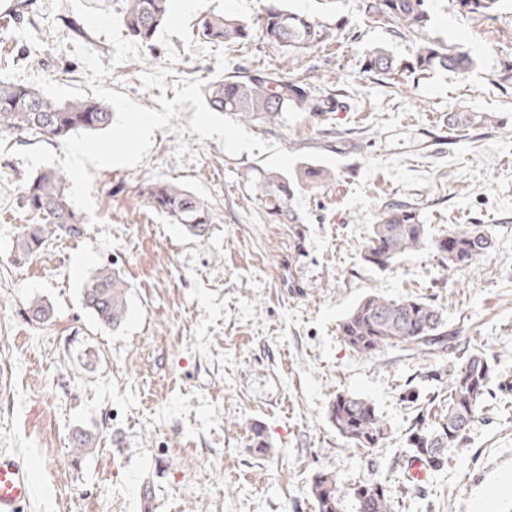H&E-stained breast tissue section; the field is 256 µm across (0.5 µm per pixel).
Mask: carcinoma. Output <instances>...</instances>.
Here are the masks:
<instances>
[{"label":"carcinoma","instance_id":"1","mask_svg":"<svg viewBox=\"0 0 512 512\" xmlns=\"http://www.w3.org/2000/svg\"><path fill=\"white\" fill-rule=\"evenodd\" d=\"M430 0H362L365 16L388 24L398 35H415L431 21ZM502 0H452L461 15L495 16ZM170 0H124L123 24L135 40L152 46L158 29L165 22ZM343 26L332 28L307 14L283 7L280 0L269 4L250 25L229 13H211L199 21L198 35L209 41L237 44L257 34L269 46L308 54L339 37ZM478 66V59L467 49H446L434 42L416 44L410 59L396 60L377 47L364 54L363 68L388 79L419 80L437 72L465 75ZM206 104L242 121L277 124L286 112H305L319 117L341 107L335 95H322L305 84L260 71L238 72L210 83ZM114 113L101 100L75 98L59 102L40 90L0 81V133L27 134L48 141H64L73 133L96 132L112 126ZM448 127L474 129L498 124L492 112H450ZM244 187L257 201L270 222L291 224L295 238L302 239L299 216L293 200L305 193L317 194L336 180V173L323 166L308 164L287 176L264 166H251L241 176ZM69 179L61 171L45 168L26 180L22 203L32 214L31 222L20 232L12 261L24 263L52 238L78 237L85 220L74 210L68 197ZM150 207L173 224L182 225L203 241L211 224L208 206L184 187L154 182L144 188ZM492 244L480 224H455L435 236L424 223L418 208L387 200L379 208L362 248L365 262L387 269L402 256L421 247L432 249L446 272L463 270L480 261ZM128 285L120 271L102 266L82 288L84 307L103 326L117 328L128 314ZM32 319L47 321L53 310L44 301L28 307ZM338 336L352 352L371 356L396 345H412L431 355L457 353L455 368L448 382V403L433 411L430 400H420L411 392L405 401L420 407V415L406 433L412 458L426 470H440L448 463L446 449L467 441L473 423L493 398L494 368L487 355L476 348L459 347L458 334L446 329L443 311L418 298L389 299L370 295L358 302L338 323ZM329 418L336 431L356 448L380 447L389 434L387 422L369 399L351 393H338L329 407ZM316 512H395L394 501L378 481L355 487L341 486L330 472L316 473L310 484Z\"/></svg>","mask_w":512,"mask_h":512}]
</instances>
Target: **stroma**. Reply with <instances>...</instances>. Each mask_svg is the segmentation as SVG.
Instances as JSON below:
<instances>
[{
	"label": "stroma",
	"mask_w": 512,
	"mask_h": 512,
	"mask_svg": "<svg viewBox=\"0 0 512 512\" xmlns=\"http://www.w3.org/2000/svg\"><path fill=\"white\" fill-rule=\"evenodd\" d=\"M14 0H0V79L66 101L91 96L88 72L74 53L68 0H31L9 21ZM316 20L344 22L347 34L306 55L278 51L255 37L234 47L207 43L200 17L218 12L256 20L266 0H171L153 48L113 64L114 48L86 32L83 45L111 72L102 85L159 110L182 80L207 83L237 68L262 69L315 91H345L344 107L321 117L285 113L248 132L290 152L340 159L334 184L295 205L305 223L303 254L289 225L265 219L240 180L264 153H225L217 139L187 132L185 106L132 168L93 177L98 225L49 240L30 261L13 248L29 217L19 187L28 177L12 148L35 138L10 133L0 154V448L39 456L38 494L23 512H315L316 472L345 487L375 478L396 512H512V85L500 63L512 55V0L494 17L457 14L433 0L418 36H399L365 17L361 0H284ZM464 46L481 61L468 76L435 74L395 82L367 73L366 50L408 57L416 41ZM37 55L31 64L29 55ZM170 69L165 88L143 89L140 76ZM493 112L497 126L449 128V112ZM196 159L177 160L179 142ZM183 185L208 205L205 241L170 223L147 203L144 186ZM418 207L434 234L480 224L492 247L461 272L441 270L424 248L387 269L366 264L362 244L384 201ZM110 264L128 283V314L116 330L99 325L81 289ZM414 296L444 312L450 329L494 364L490 410L467 442L448 449L444 469L411 481L405 431L413 388L448 395L454 356L388 347L361 357L337 325L364 297ZM53 308L49 321L27 313L31 300ZM370 399L390 425L382 447H352L329 420L337 393ZM269 443L251 446L253 427ZM95 440L75 454L74 430ZM151 489L152 504L141 492Z\"/></svg>",
	"instance_id": "35a3bbf8"
}]
</instances>
